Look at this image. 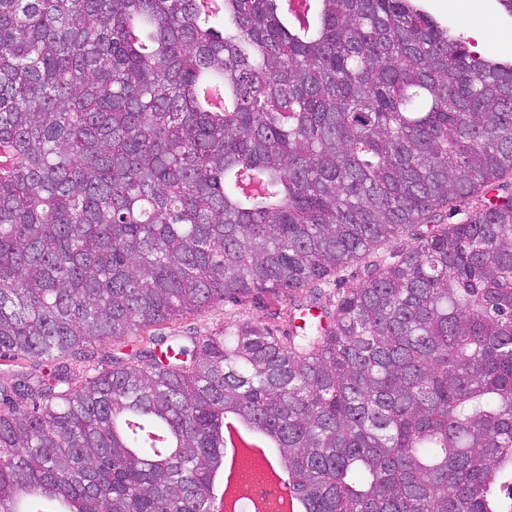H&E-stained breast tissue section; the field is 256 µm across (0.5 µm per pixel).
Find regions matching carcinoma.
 Returning <instances> with one entry per match:
<instances>
[{"instance_id":"1","label":"carcinoma","mask_w":512,"mask_h":512,"mask_svg":"<svg viewBox=\"0 0 512 512\" xmlns=\"http://www.w3.org/2000/svg\"><path fill=\"white\" fill-rule=\"evenodd\" d=\"M352 263L363 281L286 336H151L80 383L58 362L267 291L291 315ZM18 358L0 512H216L227 417L272 442L303 512H501L512 62L420 0H0V359Z\"/></svg>"}]
</instances>
